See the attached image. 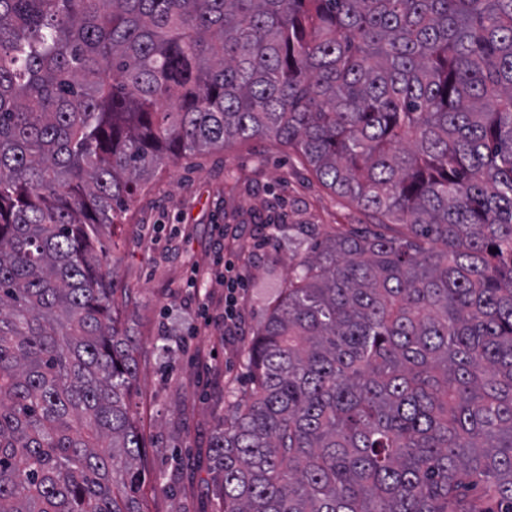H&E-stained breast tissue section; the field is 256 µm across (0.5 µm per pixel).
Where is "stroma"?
Wrapping results in <instances>:
<instances>
[{
	"mask_svg": "<svg viewBox=\"0 0 512 512\" xmlns=\"http://www.w3.org/2000/svg\"><path fill=\"white\" fill-rule=\"evenodd\" d=\"M369 216L326 189L301 159L269 139L240 140L160 166L138 190L105 259L137 343L131 403L143 436L149 512H218L210 442L229 403L248 397L246 350L295 259ZM308 225L311 237L292 232ZM230 259L244 281L238 327L224 331ZM200 294L188 293L191 275Z\"/></svg>",
	"mask_w": 512,
	"mask_h": 512,
	"instance_id": "1",
	"label": "stroma"
}]
</instances>
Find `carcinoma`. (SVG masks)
<instances>
[{
    "label": "carcinoma",
    "mask_w": 512,
    "mask_h": 512,
    "mask_svg": "<svg viewBox=\"0 0 512 512\" xmlns=\"http://www.w3.org/2000/svg\"><path fill=\"white\" fill-rule=\"evenodd\" d=\"M253 138L406 233L295 264L220 512H512V0H0V512H147L105 233Z\"/></svg>",
    "instance_id": "cac0c4a2"
}]
</instances>
